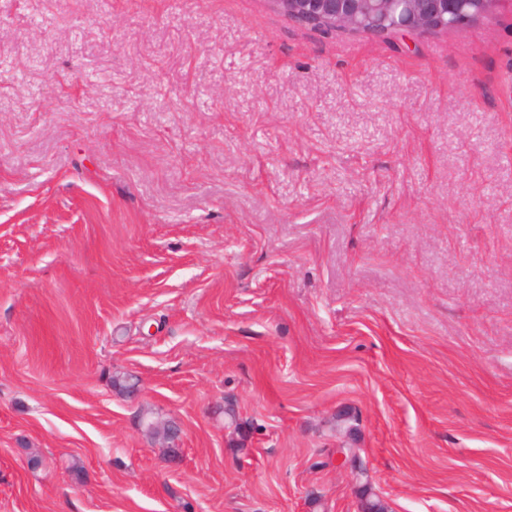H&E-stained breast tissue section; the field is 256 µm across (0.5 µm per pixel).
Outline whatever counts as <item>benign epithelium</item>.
Returning a JSON list of instances; mask_svg holds the SVG:
<instances>
[{"instance_id":"obj_1","label":"benign epithelium","mask_w":512,"mask_h":512,"mask_svg":"<svg viewBox=\"0 0 512 512\" xmlns=\"http://www.w3.org/2000/svg\"><path fill=\"white\" fill-rule=\"evenodd\" d=\"M512 0H268L288 18L325 31L407 36L468 26Z\"/></svg>"}]
</instances>
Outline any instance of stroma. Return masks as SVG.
<instances>
[{
	"instance_id": "obj_1",
	"label": "stroma",
	"mask_w": 512,
	"mask_h": 512,
	"mask_svg": "<svg viewBox=\"0 0 512 512\" xmlns=\"http://www.w3.org/2000/svg\"><path fill=\"white\" fill-rule=\"evenodd\" d=\"M340 447L512 512V11L0 0V512H360ZM288 18L325 31L381 36L436 33L493 15L511 0H268Z\"/></svg>"
}]
</instances>
